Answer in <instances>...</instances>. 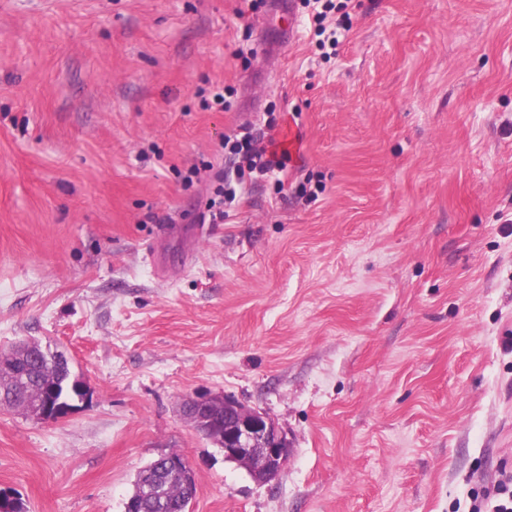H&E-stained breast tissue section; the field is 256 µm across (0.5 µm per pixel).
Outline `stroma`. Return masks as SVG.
<instances>
[{
    "mask_svg": "<svg viewBox=\"0 0 512 512\" xmlns=\"http://www.w3.org/2000/svg\"><path fill=\"white\" fill-rule=\"evenodd\" d=\"M335 2L326 60L289 0H0V353L94 390L0 406L28 512H125L164 451L190 512H489L512 474V0ZM269 106L287 175L202 222L188 170ZM215 393L287 433L278 481L186 419ZM75 379L80 383V387L77 389L79 394L76 396V401L65 404L57 397V387L49 386L46 388L42 395V400L39 402L40 408L37 412H33V414L43 420H61L71 416L82 408L84 404L88 403L92 398L93 391L86 381L80 378Z\"/></svg>",
    "mask_w": 512,
    "mask_h": 512,
    "instance_id": "35a3bbf8",
    "label": "stroma"
}]
</instances>
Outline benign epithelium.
<instances>
[{"mask_svg": "<svg viewBox=\"0 0 512 512\" xmlns=\"http://www.w3.org/2000/svg\"><path fill=\"white\" fill-rule=\"evenodd\" d=\"M76 401L65 403L57 397L55 386L46 388L35 416L43 420H61L74 414L93 396L91 387L82 379ZM198 412L194 428L214 440L224 451V459L245 468L258 483L268 484L284 472L291 454L287 434L266 414L230 397L209 395L192 402ZM166 468L180 471L188 479L195 473L180 452L158 455Z\"/></svg>", "mask_w": 512, "mask_h": 512, "instance_id": "1", "label": "benign epithelium"}]
</instances>
